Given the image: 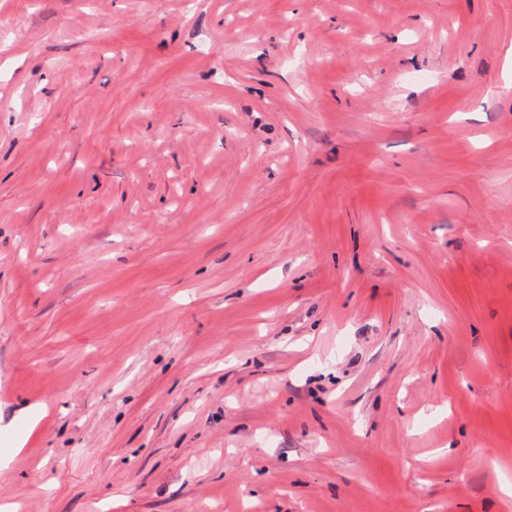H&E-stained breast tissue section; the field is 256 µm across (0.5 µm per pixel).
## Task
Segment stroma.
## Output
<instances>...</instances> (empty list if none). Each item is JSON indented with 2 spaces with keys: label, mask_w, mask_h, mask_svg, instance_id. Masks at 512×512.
<instances>
[{
  "label": "stroma",
  "mask_w": 512,
  "mask_h": 512,
  "mask_svg": "<svg viewBox=\"0 0 512 512\" xmlns=\"http://www.w3.org/2000/svg\"><path fill=\"white\" fill-rule=\"evenodd\" d=\"M512 0H0V505L512 512Z\"/></svg>",
  "instance_id": "1"
}]
</instances>
